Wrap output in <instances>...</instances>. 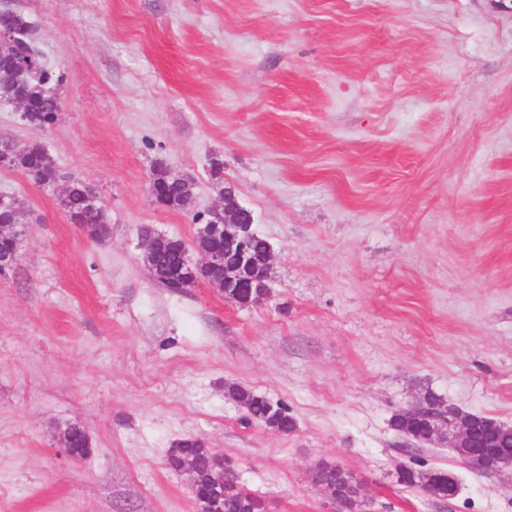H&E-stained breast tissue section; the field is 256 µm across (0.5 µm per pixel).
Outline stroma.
Listing matches in <instances>:
<instances>
[{
	"label": "stroma",
	"instance_id": "stroma-1",
	"mask_svg": "<svg viewBox=\"0 0 512 512\" xmlns=\"http://www.w3.org/2000/svg\"><path fill=\"white\" fill-rule=\"evenodd\" d=\"M64 73L45 129L0 103V135L41 142L39 187L0 166L23 239L0 276V512H196L169 458L197 439L265 512H341L313 480L361 481L364 512H512V466L479 474L408 442L425 392L512 424V10L493 0H0ZM224 162L214 176L212 158ZM194 181L158 205L156 161ZM91 186L109 232L60 206ZM272 245V293L158 286L138 233L194 247L222 187ZM237 384L283 403L246 421ZM90 456L56 454L67 425ZM442 468L448 501L395 482ZM229 395L230 397H239L246 402L248 405L247 414L245 415L247 421L258 422L284 435L293 431L295 427L294 418L282 403L274 402L277 407L271 411L270 400L242 386L232 387L229 390ZM390 425L393 430L397 432L409 433L413 440L419 444L426 445L428 442V427L424 420H414L406 422L401 417V413H395L391 420Z\"/></svg>",
	"mask_w": 512,
	"mask_h": 512
}]
</instances>
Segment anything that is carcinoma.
I'll list each match as a JSON object with an SVG mask.
<instances>
[{"mask_svg":"<svg viewBox=\"0 0 512 512\" xmlns=\"http://www.w3.org/2000/svg\"><path fill=\"white\" fill-rule=\"evenodd\" d=\"M31 28L32 23L23 14L11 9H0V30H7L13 34L14 53L24 59L39 58L40 50L29 38ZM63 79L64 75L60 72L53 74L41 69L37 76L29 80L28 110L24 117L28 125L45 129L56 121L57 104L60 103L56 90ZM1 155L6 158L8 167L20 170L29 181L40 187H50L59 179L52 156L37 141L19 147L11 139L1 136ZM151 180L159 190L162 205L180 209L189 205L193 191L191 178L176 180L168 175L163 163L159 162L151 172ZM92 195L94 192L89 185L75 181L67 186L64 196L60 198V204L74 223L83 224L95 231L106 224V217L102 208H92L88 205V199ZM21 214L22 209L17 201L0 198V226L21 223ZM207 245L224 250V264L233 266L239 262L237 247L224 242V238L211 239L207 241ZM187 252L188 249L182 239L169 238V242L157 253L152 263L154 281L172 293H182L199 280L209 283L220 277L217 271L200 270L193 273L188 270L183 266V257ZM229 395L246 402L247 420L258 422L284 435L293 431L295 421L285 405L279 403L272 411L270 400L242 386L231 388ZM390 425L399 433L411 434L413 440L419 444L425 445L428 442V427L423 420L407 422L398 412L392 416ZM66 432L69 434L71 446L78 451V456H83L81 449L86 447L85 429L73 424L67 427ZM491 442L492 446L486 449L487 454L500 459L512 458V434L498 438L493 436ZM442 474V469L422 471L408 466L396 475V482L403 488L421 490L425 488L428 477ZM316 479L324 489L329 486L335 487L338 499L358 498L360 481L350 472L335 466H327L316 473ZM224 512H264V509L255 496L239 487L225 498Z\"/></svg>","mask_w":512,"mask_h":512,"instance_id":"1","label":"carcinoma"}]
</instances>
